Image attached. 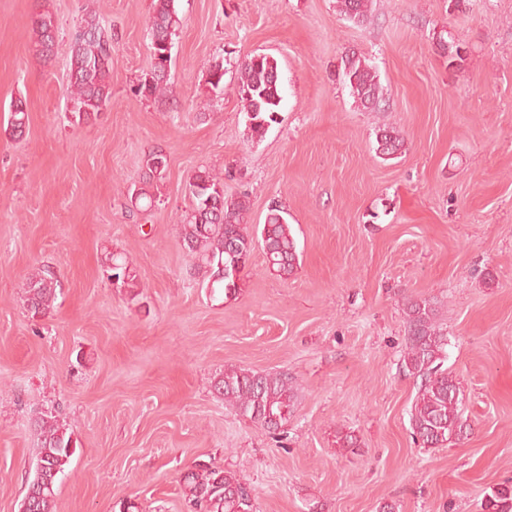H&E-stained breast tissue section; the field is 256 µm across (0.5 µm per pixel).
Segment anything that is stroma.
I'll use <instances>...</instances> for the list:
<instances>
[{
    "mask_svg": "<svg viewBox=\"0 0 512 512\" xmlns=\"http://www.w3.org/2000/svg\"><path fill=\"white\" fill-rule=\"evenodd\" d=\"M169 92L133 87L150 68L153 0H0V512H21L49 412L79 446L56 512H190L184 471L212 463L251 486L255 512H483L512 484V0H372L352 26L336 0H175ZM57 26L52 60L34 20ZM115 39L112 99L72 118L70 44L86 14ZM463 49L449 61L438 37ZM377 66L381 111L343 84L341 60ZM278 63L277 120L254 135L234 92L239 64ZM224 66L223 88L208 82ZM26 104L22 138L10 106ZM404 150L382 159L375 130ZM168 159L156 200L131 202L150 153ZM206 167L249 228L287 213L299 265L270 271L254 249L229 301L191 271L178 225L189 177ZM126 256L139 296L102 276ZM55 271L54 310L36 318L20 288ZM435 302L468 428L416 440V385L400 368L404 304ZM287 372L297 403L272 433L224 403L225 367ZM356 440L338 447L337 434Z\"/></svg>",
    "mask_w": 512,
    "mask_h": 512,
    "instance_id": "stroma-1",
    "label": "stroma"
}]
</instances>
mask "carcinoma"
<instances>
[{"instance_id": "1", "label": "carcinoma", "mask_w": 512, "mask_h": 512, "mask_svg": "<svg viewBox=\"0 0 512 512\" xmlns=\"http://www.w3.org/2000/svg\"><path fill=\"white\" fill-rule=\"evenodd\" d=\"M336 7L347 21L363 26L371 20V0H336ZM180 27L174 0H154L150 21V49L159 51L166 41L173 40ZM36 52L45 60L54 55L57 32L54 17L41 13L35 19ZM112 39L100 22L89 16L84 19L71 41L70 87L74 114L88 122L100 116L112 99L109 68L112 61ZM341 79L354 101L372 112L379 110L383 98L379 74L374 64L362 55H348L342 60ZM168 73L152 67L137 85L144 96L161 97L168 91ZM235 92L250 121V129L262 134L271 123L282 101L277 61L265 54H256L240 65ZM27 113L23 103L11 109V132L20 137L25 132ZM404 139L395 129L380 126L376 132V154L387 160L401 152ZM167 156L153 152L148 156L142 175V187L135 198H155L148 188L164 178ZM187 189L192 207L182 219L179 237L182 248L192 260L200 284L212 299L229 300L239 290L241 273L256 239L264 252L266 263L280 277L287 279L297 268L298 253L291 225L278 205L269 207L260 237L248 232L241 223L248 210L244 198L224 197L222 180L205 168L189 178ZM104 274L115 288L137 287L136 275L125 260L112 256ZM60 288L56 275L48 269L29 274L22 283L23 298L28 311L47 315L53 310ZM408 341L401 355L400 368L415 379L417 394L410 411L413 434L430 447H443L458 439L464 429L459 382L444 368L448 336L438 324L433 303L410 299L405 304ZM224 402L251 422L264 428L284 427L294 413L296 388L284 372L263 373L230 366L212 384ZM37 466L22 504L23 512H54L55 485L64 474L77 448L73 432L53 414H44L35 422ZM185 500L193 512H254L251 488L222 467L197 463L181 479ZM485 512H512V486L494 488L485 494Z\"/></svg>"}]
</instances>
